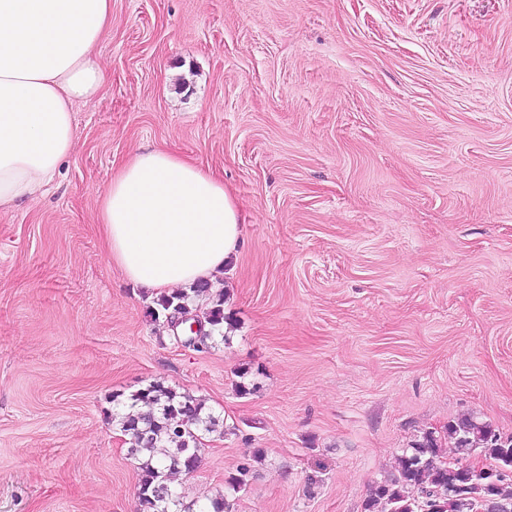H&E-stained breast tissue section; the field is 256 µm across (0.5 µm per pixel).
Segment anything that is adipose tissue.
Wrapping results in <instances>:
<instances>
[{
	"mask_svg": "<svg viewBox=\"0 0 512 512\" xmlns=\"http://www.w3.org/2000/svg\"><path fill=\"white\" fill-rule=\"evenodd\" d=\"M111 22L112 0H0V208L39 196L72 155L74 108L103 87L96 48ZM97 222L112 263L163 294L215 280L243 218L222 177L153 147L113 171Z\"/></svg>",
	"mask_w": 512,
	"mask_h": 512,
	"instance_id": "1",
	"label": "adipose tissue"
}]
</instances>
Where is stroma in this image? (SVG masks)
<instances>
[{
	"instance_id": "obj_1",
	"label": "stroma",
	"mask_w": 512,
	"mask_h": 512,
	"mask_svg": "<svg viewBox=\"0 0 512 512\" xmlns=\"http://www.w3.org/2000/svg\"><path fill=\"white\" fill-rule=\"evenodd\" d=\"M97 60L73 154L0 211V512H139L112 398L155 381L223 420L170 481L224 512H364L422 433L512 435V0H112ZM141 145L244 217L203 351L96 222Z\"/></svg>"
}]
</instances>
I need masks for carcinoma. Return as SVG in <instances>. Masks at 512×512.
Segmentation results:
<instances>
[{"instance_id": "carcinoma-1", "label": "carcinoma", "mask_w": 512, "mask_h": 512, "mask_svg": "<svg viewBox=\"0 0 512 512\" xmlns=\"http://www.w3.org/2000/svg\"><path fill=\"white\" fill-rule=\"evenodd\" d=\"M211 287V282L199 281L160 296L151 309L153 319L193 311L197 297ZM204 319L209 329L197 337L198 350L224 337V291L211 294ZM117 406L113 422L123 433L136 436L131 458L138 463L140 512H224V495L209 498L195 511L169 482L172 473L198 468V450L205 436L225 434L224 425L205 411L202 400L157 381ZM448 438L454 440L457 459H444L433 433H423L397 458L392 478L371 489L364 512H478L492 502L512 505V475H502L512 472V435L504 437L490 423L464 416L448 422ZM476 455L495 470H473L470 458ZM452 481L459 491L450 494Z\"/></svg>"}]
</instances>
